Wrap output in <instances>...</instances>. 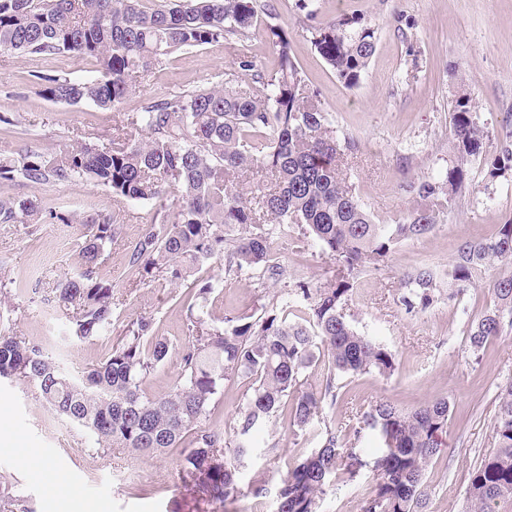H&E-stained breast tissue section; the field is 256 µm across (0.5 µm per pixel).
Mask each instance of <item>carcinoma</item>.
Masks as SVG:
<instances>
[{
  "instance_id": "obj_1",
  "label": "carcinoma",
  "mask_w": 512,
  "mask_h": 512,
  "mask_svg": "<svg viewBox=\"0 0 512 512\" xmlns=\"http://www.w3.org/2000/svg\"><path fill=\"white\" fill-rule=\"evenodd\" d=\"M145 0H0L1 54H61L93 58L96 74L36 79L49 100L90 103L115 112L136 91V78L182 48L246 39L265 6L257 0H167L151 9ZM278 52V69L242 86L232 80L174 91L141 107L132 125L141 137L116 134L108 147L79 144L48 157L29 151L0 159V182L32 186L93 181L129 202H152L150 224L126 252L134 275L159 273L178 285L204 261H224V270L260 286H281L261 314L210 322L205 303L214 291L197 283L188 296V342L178 352L180 374L159 395L145 391L165 364L170 346L150 316L128 322L121 342L101 365L79 375L66 372L44 347L22 336H0V379L33 385L42 401L78 425L102 448H128L151 456L179 448L183 479L208 506L227 507L250 494L265 497L273 476L245 479L255 452L273 454L279 412L290 426L311 432L316 448L276 480V512H320L323 496L350 452L327 421L336 403V378L372 370L394 371V354L358 333L345 306L357 278L385 266L405 239L431 233L465 188L467 166L483 155L485 133L474 115L475 99L461 93L452 106L454 164L441 178L412 186L413 205L396 224H376L344 173L351 142L336 129L291 55L288 33L266 25ZM313 44L348 88L356 87L373 56L377 29L361 15L341 16L312 27ZM512 173V132L489 161L494 181ZM53 219L89 224L76 273L54 290L61 314L77 343L90 342L111 325L114 288L98 280L96 267L116 236L106 217L84 220L49 213ZM37 197L0 196V224H38ZM298 224L334 264L325 282L287 285V269L272 254L282 225ZM497 303L469 330L479 352L512 327V222L489 238L463 242L448 263V283L463 291L489 268ZM400 304L412 314L428 308L438 288L435 272L417 268L401 278ZM297 320L288 321V315ZM323 364V381L308 371ZM244 390L229 428L210 422L212 403L224 382ZM450 404L446 398L400 410L379 399L362 412L358 431L378 440L376 488L360 512H428L426 473L443 446ZM496 443L468 476V512H503L512 505V382L498 394L493 422ZM0 512H32L0 473Z\"/></svg>"
}]
</instances>
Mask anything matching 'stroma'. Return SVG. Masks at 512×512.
I'll list each match as a JSON object with an SVG mask.
<instances>
[{"label":"stroma","mask_w":512,"mask_h":512,"mask_svg":"<svg viewBox=\"0 0 512 512\" xmlns=\"http://www.w3.org/2000/svg\"><path fill=\"white\" fill-rule=\"evenodd\" d=\"M267 2L273 14L259 16L249 38L174 52L138 78L137 93L115 112L51 102L36 82L40 75H92L95 60L77 64L60 55H0V114L18 120L12 133H0V156L30 149L52 153L76 142L108 145L115 125L148 100L230 72L239 83H250V73L234 69L242 54L259 72L274 73L278 55L266 35L271 19L287 31L292 54L319 93L339 137L354 141L347 156L348 177L375 223L398 221L412 204L410 185L444 175L451 165L450 109L459 93L468 92L476 101L487 154H494L499 139L512 132V0H312L318 22L360 13L378 30L375 53L351 89L314 48L309 22L295 0ZM0 194L36 195L65 213L109 218L117 234L97 276L113 285L119 299L105 333L90 342L72 343L68 323L46 303L57 281L78 269L86 226L49 219L0 224V288L14 304L11 310L0 309V335L10 332L42 343L74 374L103 363L127 323L149 315L173 356L149 379L146 391H168L180 372L175 353L188 340L186 287L159 276L138 281L124 265L125 249L149 224L152 206L121 200L110 189L84 180L37 187L0 184ZM510 220L512 180H486L483 164L474 163L448 216L428 235L402 241L385 267L359 279L346 309L349 321L358 333L386 344L396 366L388 376L369 372L343 377L328 419L360 466L352 475L340 472L322 512H359L360 499L375 489V443L357 437L355 430L362 411L381 398L402 410L435 398L450 401L444 447L426 474L429 512H466L468 474L495 446L497 395L501 385L512 382V329L481 354H473L468 324L494 307L492 291L479 284L453 297L443 284L432 305L412 316L400 307L399 280L425 263L434 265L444 280L462 240L491 236ZM273 253L292 282H320L333 271L313 239L293 224L286 237L274 242ZM196 276L216 285L205 310L217 323L228 314L254 313L276 293L247 276L225 273L219 260L199 265ZM277 432L279 459L256 455L253 469H286L315 447L312 436L294 430L286 417L278 418ZM29 448L36 449V457L26 456ZM181 464L175 451L138 457L124 448H96L83 431L43 406L32 385L0 380V472L12 476L15 494L32 512H198V495L185 487Z\"/></svg>","instance_id":"35a3bbf8"}]
</instances>
